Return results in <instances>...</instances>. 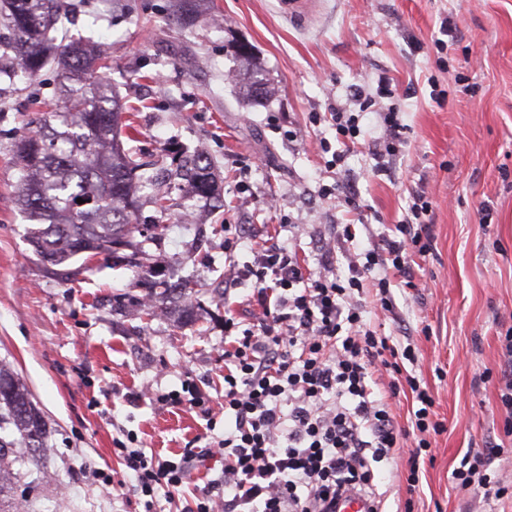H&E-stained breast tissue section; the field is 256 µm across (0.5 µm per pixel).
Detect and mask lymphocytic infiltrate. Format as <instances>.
I'll list each match as a JSON object with an SVG mask.
<instances>
[{"instance_id": "1", "label": "lymphocytic infiltrate", "mask_w": 512, "mask_h": 512, "mask_svg": "<svg viewBox=\"0 0 512 512\" xmlns=\"http://www.w3.org/2000/svg\"><path fill=\"white\" fill-rule=\"evenodd\" d=\"M353 99L358 111L311 115L313 124L328 122L336 131L340 150L319 142L332 155V172L361 134V111L372 105L359 92ZM430 210L425 195L414 194L413 223L395 225L367 249L353 225H337L317 273L300 264L291 243L272 239L252 246V262L234 268L225 291L253 282L259 316L247 326L224 320V400L217 405L224 414L217 442L224 480L200 490L186 512H331L346 489L375 495L377 464L401 455L408 458V488L418 485L419 457L444 426L434 418L433 397L406 369L416 361L414 347L379 335L366 314L392 315V286L413 287L415 259L430 250V227L421 221ZM377 372L389 378L388 399L374 393ZM404 392L413 402L408 430L390 409ZM120 451L146 512L157 488L182 487L201 460L191 450L176 461L127 445ZM504 451L491 443L468 452L453 472L457 486L503 498L506 489L489 468Z\"/></svg>"}]
</instances>
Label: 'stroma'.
<instances>
[{
    "instance_id": "35a3bbf8",
    "label": "stroma",
    "mask_w": 512,
    "mask_h": 512,
    "mask_svg": "<svg viewBox=\"0 0 512 512\" xmlns=\"http://www.w3.org/2000/svg\"><path fill=\"white\" fill-rule=\"evenodd\" d=\"M175 0H61L73 38L107 51L136 128L124 146L154 176L203 153L222 180L223 206L171 189L164 205L142 193L134 223L149 227L151 262L171 278L194 277L200 320L133 312L144 282L120 261L98 256L75 275L34 254L31 221L12 202L19 178L15 142L40 126L58 96L59 75L27 77L0 57V361L11 365L55 430L41 475L55 496L29 491L33 512H143L133 490L107 491L101 474L124 480L118 443L136 436L146 456L178 460L213 446L223 421L162 407L154 393L190 385L224 398V312L243 322L256 310L245 282L223 297L224 227L250 225L255 239L293 240L303 266L321 268L334 225H357L360 245L400 223L411 195L425 191L432 248L418 261L415 288L392 294L399 321L382 335L418 351L415 370L432 391L445 430L432 443L416 493L404 467H381L385 512H486L483 493L455 488L451 474L468 449L504 437L498 380L512 328V0H306L288 18L279 0H199L195 28L173 20ZM456 29L437 50L444 17ZM247 45L250 60L237 54ZM275 92L243 107L246 73ZM396 86L407 142L380 166L361 135L339 177H329L316 143L334 138L310 115L361 90ZM336 187L335 199L319 188ZM192 208L198 223L179 216ZM302 225L291 236L283 221ZM223 464H200L155 512H182L198 489L222 479Z\"/></svg>"
}]
</instances>
